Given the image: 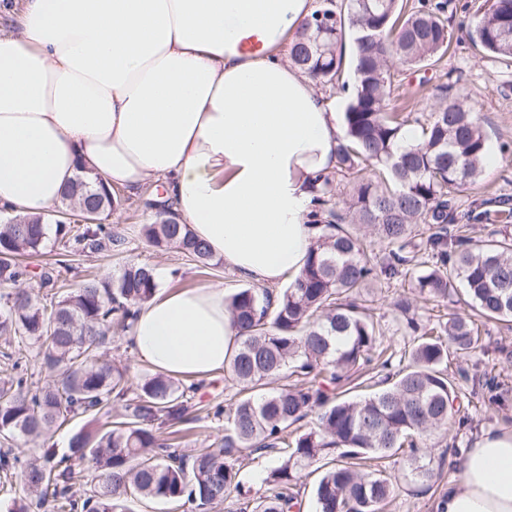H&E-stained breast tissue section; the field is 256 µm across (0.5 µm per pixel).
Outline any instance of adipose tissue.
<instances>
[{"label": "adipose tissue", "mask_w": 512, "mask_h": 512, "mask_svg": "<svg viewBox=\"0 0 512 512\" xmlns=\"http://www.w3.org/2000/svg\"><path fill=\"white\" fill-rule=\"evenodd\" d=\"M315 0H26L0 37V206L60 203L78 168L165 201L240 277L302 271L313 180L336 168L341 105L289 48ZM220 288L157 287L130 341L177 379L228 365L240 332ZM437 512H512V429L465 453Z\"/></svg>", "instance_id": "1"}]
</instances>
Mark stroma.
<instances>
[{
  "label": "stroma",
  "mask_w": 512,
  "mask_h": 512,
  "mask_svg": "<svg viewBox=\"0 0 512 512\" xmlns=\"http://www.w3.org/2000/svg\"><path fill=\"white\" fill-rule=\"evenodd\" d=\"M474 0H452L448 9V27L454 39L448 53L436 68L428 72L397 67L395 72L397 91L390 104L395 108H407L414 114H421L430 103L437 85L446 79H454L458 88L466 96V105L475 113L488 139L489 149L498 152L496 166L488 170L481 183L486 197H494L500 191L512 193V67L497 60L485 57L468 40L460 27L473 19L467 12V5ZM153 190L152 185L137 194H125L121 206L114 209L109 222L115 232L127 240V248L120 255L94 254L81 258L75 271L68 273L71 287H78L83 270L89 269L100 277H112L129 262L147 263L154 267L160 284L168 290L178 288H221L225 292L245 287V280L226 267H218L201 272L173 249L162 250L152 246L143 236V225L154 222L155 212L144 205ZM375 298L374 308L385 328V341L395 350H403L413 341L408 330L399 328L393 308L399 289L380 281L370 288ZM410 297L417 313L427 319L438 315L466 313L467 308L455 299H427L414 290L404 292ZM489 345L486 350L465 358L450 357L449 369L463 367L469 371L495 370L503 380L512 386V329L493 324L489 327ZM461 410L472 416L473 427L459 429L457 424H448L425 449L426 458L440 464L442 479L432 487L420 488L418 482L402 478L401 466L394 459L382 460L381 465L388 474L398 476L399 489L391 499L386 512H436L435 504L447 489L449 479L454 475L460 461V452L471 448L485 432L504 427L506 420L512 419V406L501 410L484 405L480 396L474 395L471 386L461 390Z\"/></svg>",
  "instance_id": "stroma-1"
}]
</instances>
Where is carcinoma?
<instances>
[{
	"label": "carcinoma",
	"mask_w": 512,
	"mask_h": 512,
	"mask_svg": "<svg viewBox=\"0 0 512 512\" xmlns=\"http://www.w3.org/2000/svg\"><path fill=\"white\" fill-rule=\"evenodd\" d=\"M449 5L419 0L408 12L401 0H325L290 48L317 84L351 91L336 154L337 170L354 183L338 211L331 201L341 183L322 179L313 215L318 233L287 288L227 295L241 336L224 372L243 396L215 407L213 415L224 417L220 447L179 448L181 426L200 420L187 398L196 383L154 373L133 389L128 367L100 357L112 334L130 332L137 308L153 296V267L130 263L112 278L88 272L48 306L24 288L0 294V337L7 345L0 351V437H39L71 418L91 417L62 455L46 447L24 463L13 448H0V473L20 471L26 491L9 512H134L136 500L208 512L233 499L244 503L239 512H291L300 472L330 448L344 452L314 487L316 512H383L398 484L372 463L399 454L409 474L428 485L436 473L423 462V450L434 433L453 419L460 429L472 428L473 419L460 414L456 379L472 383L488 405L509 406L512 390L500 375L485 369L454 377L448 361L485 348L483 321L512 328V195L465 196L485 172L487 139L453 85H439L424 119H415L421 135L414 144L402 141L409 117L388 111L395 90L390 61L410 69L434 65L450 44ZM350 31L357 46L352 87L337 55ZM469 37L485 56L511 62L512 0L479 7ZM367 167L375 178L360 176ZM120 202L100 177L78 168L62 205L77 212L92 207L98 223L13 215L15 223L0 228V284L29 279L21 257L43 252L51 226L66 253L41 275L45 286L71 270L70 254L121 246L105 223ZM475 224L501 228L475 240L466 234ZM360 228L383 248L367 249ZM143 232L157 248H174L202 268L218 266L208 245L170 211L156 214ZM381 279L430 298L461 293L471 313L421 324L411 316L412 301L400 298L396 310L416 337L398 356L383 344L384 329L365 305L363 288ZM20 344L35 351L49 381L36 387L29 381ZM372 378L378 388L346 397ZM264 451L275 453L277 463L255 496L242 470ZM81 466L96 474L84 490L76 479Z\"/></svg>",
	"instance_id": "obj_1"
}]
</instances>
